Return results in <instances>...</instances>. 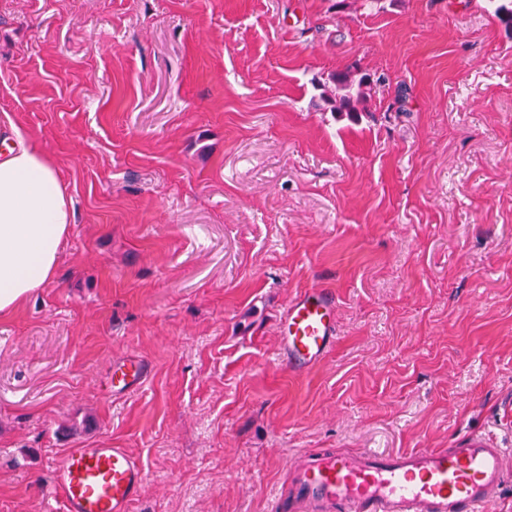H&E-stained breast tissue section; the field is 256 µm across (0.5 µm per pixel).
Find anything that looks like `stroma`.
<instances>
[{
	"mask_svg": "<svg viewBox=\"0 0 512 512\" xmlns=\"http://www.w3.org/2000/svg\"><path fill=\"white\" fill-rule=\"evenodd\" d=\"M509 3L0 0V140L73 210L0 317V512H47L68 448L141 461L131 512H289L297 453L511 437ZM347 69L377 80L354 118ZM312 285L338 340L294 375L276 321ZM332 82L334 84L335 94L334 98L331 99L335 103L334 109L336 112H350V114H354L353 112H361L362 110L358 109V104L366 100L367 92L365 90H370L369 84L361 78L357 85L356 94L354 95L352 92L354 80L350 73L336 74ZM146 378V366L140 359H129L112 372V386L117 391L139 389Z\"/></svg>",
	"mask_w": 512,
	"mask_h": 512,
	"instance_id": "35a3bbf8",
	"label": "stroma"
}]
</instances>
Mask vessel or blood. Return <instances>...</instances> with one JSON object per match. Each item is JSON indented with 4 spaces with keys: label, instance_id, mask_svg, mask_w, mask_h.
Segmentation results:
<instances>
[{
    "label": "vessel or blood",
    "instance_id": "vessel-or-blood-1",
    "mask_svg": "<svg viewBox=\"0 0 512 512\" xmlns=\"http://www.w3.org/2000/svg\"><path fill=\"white\" fill-rule=\"evenodd\" d=\"M336 295L329 288L298 292L283 310L278 360L295 375L309 372L336 345ZM146 366L115 367L117 390L139 389ZM50 491L64 512H130L143 482L128 449L70 448L55 463ZM291 512H488L512 483V448L471 433L458 448L304 453L289 464Z\"/></svg>",
    "mask_w": 512,
    "mask_h": 512
}]
</instances>
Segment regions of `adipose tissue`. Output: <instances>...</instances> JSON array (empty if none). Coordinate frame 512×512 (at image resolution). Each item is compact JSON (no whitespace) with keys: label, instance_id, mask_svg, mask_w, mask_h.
I'll use <instances>...</instances> for the list:
<instances>
[{"label":"adipose tissue","instance_id":"ef3b65f1","mask_svg":"<svg viewBox=\"0 0 512 512\" xmlns=\"http://www.w3.org/2000/svg\"><path fill=\"white\" fill-rule=\"evenodd\" d=\"M72 222L58 164L35 140L19 138L0 156V316L54 278Z\"/></svg>","mask_w":512,"mask_h":512}]
</instances>
